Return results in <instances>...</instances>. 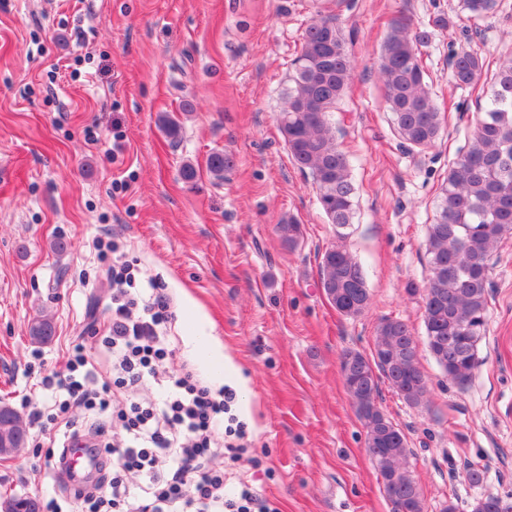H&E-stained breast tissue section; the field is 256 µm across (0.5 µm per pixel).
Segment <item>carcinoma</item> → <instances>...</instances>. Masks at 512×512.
I'll list each match as a JSON object with an SVG mask.
<instances>
[{"label":"carcinoma","mask_w":512,"mask_h":512,"mask_svg":"<svg viewBox=\"0 0 512 512\" xmlns=\"http://www.w3.org/2000/svg\"><path fill=\"white\" fill-rule=\"evenodd\" d=\"M495 0H462L461 11L479 20L493 13ZM451 23L439 14L425 24L399 17L381 47L379 75L392 124L402 143L423 150L441 136L445 117L436 103L421 49ZM489 64L479 45L451 54V77L461 89H475ZM354 64L335 14L312 21L304 30L301 51L285 88L278 129L293 163L309 172L318 202L338 237L353 224L356 187L348 154L336 141L332 112L350 89ZM487 98L467 148L458 152L441 188L438 215L427 227L429 274L422 289L423 319L431 355L448 379L464 387L479 365L477 343L487 330L489 258L496 245L512 234V60L499 66L485 92ZM234 158L215 152L208 168L217 178L233 169ZM282 243L294 248L301 227L292 219L277 225ZM320 287L343 316L369 308L371 297L362 265L343 246L326 249L319 263ZM32 343L43 345L55 335L53 320L36 319L28 329ZM416 341L403 320L385 317L376 327L372 358L348 351L341 369L345 390L366 428V452L382 477L393 512H425V503L407 463V440L378 405L380 379L410 406L421 405L427 380L415 365ZM0 412V457L28 442V422L12 406ZM42 512L41 501L22 503L13 496L0 502V512ZM494 493L472 504V512H508Z\"/></svg>","instance_id":"cac0c4a2"}]
</instances>
